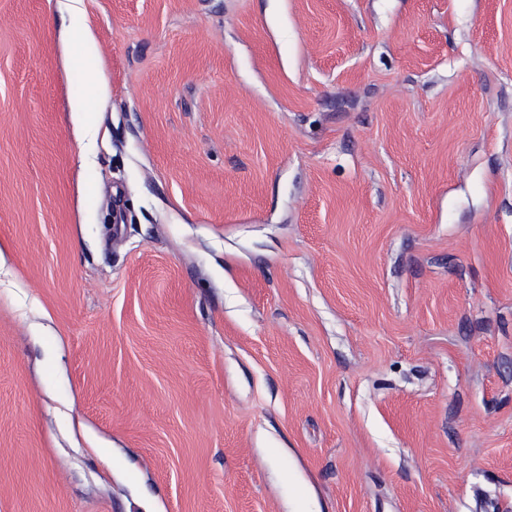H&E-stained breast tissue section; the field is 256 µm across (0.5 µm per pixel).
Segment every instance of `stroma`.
I'll use <instances>...</instances> for the list:
<instances>
[{
  "instance_id": "35a3bbf8",
  "label": "stroma",
  "mask_w": 512,
  "mask_h": 512,
  "mask_svg": "<svg viewBox=\"0 0 512 512\" xmlns=\"http://www.w3.org/2000/svg\"><path fill=\"white\" fill-rule=\"evenodd\" d=\"M0 0V512H512V0ZM69 1L80 2L81 0H67L66 4H64L75 17L73 36L76 38L80 49L78 63L86 62L88 67L93 69L92 64L97 60V48L94 38L83 23L81 11L75 6L76 4Z\"/></svg>"
}]
</instances>
